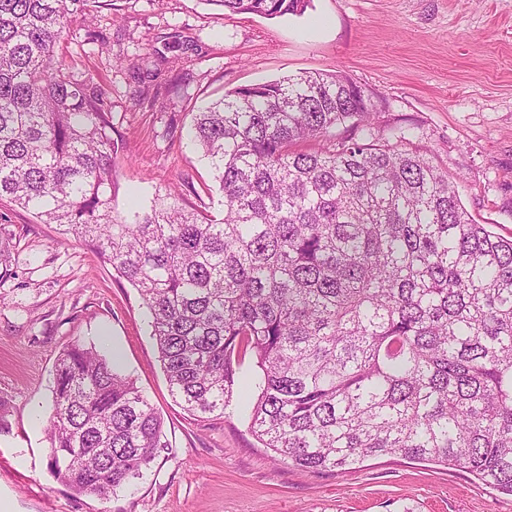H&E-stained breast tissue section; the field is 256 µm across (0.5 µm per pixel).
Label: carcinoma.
Returning a JSON list of instances; mask_svg holds the SVG:
<instances>
[{
	"instance_id": "carcinoma-1",
	"label": "carcinoma",
	"mask_w": 512,
	"mask_h": 512,
	"mask_svg": "<svg viewBox=\"0 0 512 512\" xmlns=\"http://www.w3.org/2000/svg\"><path fill=\"white\" fill-rule=\"evenodd\" d=\"M205 2L278 17L310 0ZM98 4L0 0V200L137 289L192 416L224 413L249 354L250 430L280 461L345 472L400 457L512 496V236L475 223L429 148L375 133L365 88L309 71L195 113L224 218L171 195L120 216L106 91L56 55ZM314 140L331 145L299 148ZM47 431L58 477L100 500L168 447L132 378L80 343L57 358Z\"/></svg>"
}]
</instances>
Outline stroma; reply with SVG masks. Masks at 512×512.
Instances as JSON below:
<instances>
[{
  "mask_svg": "<svg viewBox=\"0 0 512 512\" xmlns=\"http://www.w3.org/2000/svg\"><path fill=\"white\" fill-rule=\"evenodd\" d=\"M60 51L103 84L118 212L156 194L223 217L224 198L189 137L226 91L303 71L372 93L375 128L432 149L476 223L512 235V0H310L303 14L222 13L203 0H114L72 24ZM0 512H512V496L464 469L380 457L347 472L279 462L233 395L193 419L171 396L138 291L84 243L0 201ZM117 357L165 420L167 448L141 479L100 500L51 473L55 363L68 344Z\"/></svg>",
  "mask_w": 512,
  "mask_h": 512,
  "instance_id": "stroma-1",
  "label": "stroma"
}]
</instances>
